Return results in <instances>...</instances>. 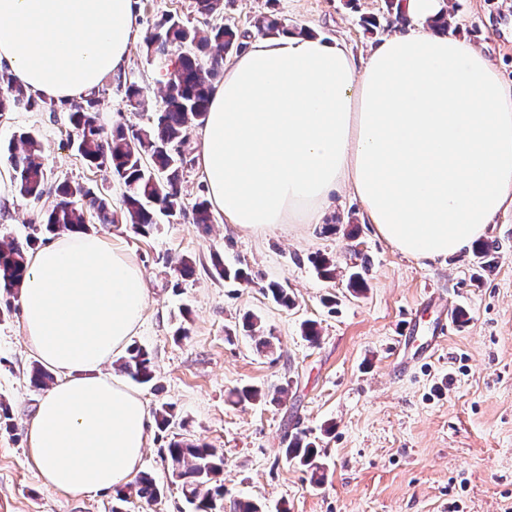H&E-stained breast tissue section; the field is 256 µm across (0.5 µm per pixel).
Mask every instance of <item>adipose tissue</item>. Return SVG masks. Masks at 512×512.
Here are the masks:
<instances>
[{
	"instance_id": "ef3b65f1",
	"label": "adipose tissue",
	"mask_w": 512,
	"mask_h": 512,
	"mask_svg": "<svg viewBox=\"0 0 512 512\" xmlns=\"http://www.w3.org/2000/svg\"><path fill=\"white\" fill-rule=\"evenodd\" d=\"M446 6L407 0L411 25L363 58L285 27L225 64L197 134L214 212L260 234L321 215L346 187L415 259L482 241L512 208V84L471 39L434 27ZM135 28L133 0H0V64L12 84L66 101L123 69ZM148 299L142 267L107 236L65 233L29 255L25 341L58 375L27 426L45 486L94 496L136 476L149 413L100 366Z\"/></svg>"
}]
</instances>
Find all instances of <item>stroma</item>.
Returning a JSON list of instances; mask_svg holds the SVG:
<instances>
[{"mask_svg":"<svg viewBox=\"0 0 512 512\" xmlns=\"http://www.w3.org/2000/svg\"><path fill=\"white\" fill-rule=\"evenodd\" d=\"M214 15L197 13L193 0H134L140 36L123 71L96 91L104 129L141 126L148 113L126 104L137 83L150 99L160 96L161 70L146 54L144 37L174 15L199 30L224 24L258 39L257 18L271 16L292 29L338 38L365 55L377 39L400 27L385 0H223ZM457 34L471 37L512 82V0H449ZM69 102L53 109L18 108L0 115V150L22 132L42 145L48 185L83 184L106 197L118 222L97 226L113 244L142 264L150 292L133 343L151 354L155 378L139 386L148 408L168 403L176 421L154 429L141 468L164 495L156 509L130 503L128 512H189L170 481L162 450L173 438L204 443L224 456L221 483L230 496L259 501L264 512H512V210L488 227L496 248L488 267L473 252L424 263L390 247L363 218L349 190L334 195L319 222L278 224L255 236L220 219L194 222L195 202L206 199L195 142L181 190L184 208L159 216L151 235H135L122 220L121 183L90 167L71 145L75 129ZM17 190L0 198V243L21 241L53 203ZM336 265L332 279L317 276L312 256ZM244 269L249 279L228 282L212 273V258ZM195 272L181 278L182 257ZM361 272L362 292L347 286ZM286 284L295 303H275L265 289ZM438 293L454 317L431 358L398 368L395 341L417 314L411 348L425 346L437 317L426 299ZM259 316L273 350L258 353L242 329L245 315ZM320 337L309 343L304 322ZM184 337H175L177 327ZM35 363L26 349L18 298L0 290V401L13 416L0 429V512H112L114 494H65L43 486L27 451L26 429L42 390L31 386ZM243 385L264 400L232 404ZM286 397H278L280 387ZM304 433L325 465L315 485L303 467L287 461L289 438Z\"/></svg>","mask_w":512,"mask_h":512,"instance_id":"stroma-1","label":"stroma"}]
</instances>
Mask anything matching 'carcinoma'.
Wrapping results in <instances>:
<instances>
[{"label": "carcinoma", "instance_id": "1", "mask_svg": "<svg viewBox=\"0 0 512 512\" xmlns=\"http://www.w3.org/2000/svg\"><path fill=\"white\" fill-rule=\"evenodd\" d=\"M239 38L235 30L224 24H216L202 33L170 15L145 38L146 51L157 57L166 70L160 103L148 124H118L107 133L97 122L93 98L74 104L71 121L76 139L72 145L90 165L109 170L123 184L126 219L135 234L146 236L156 226L154 207L170 215L182 210L180 172L186 163L187 126L192 120L199 125L204 123L209 91L221 72L224 53L237 46ZM125 96L128 106L136 110L148 106V96L134 83L126 87ZM22 105L33 107L37 100L20 87L11 86L7 95L0 94V112H10ZM40 153V142L30 133L21 134L6 149L18 193L24 198L39 200L44 195L45 172ZM55 197L39 224L43 234L88 232L86 216L90 212L96 214L101 224L114 223L106 200L78 183H59ZM38 241L39 237L31 236L24 243L0 244V287L6 293H19L27 255ZM212 266L216 275L226 281L249 280L245 271L227 267L218 257ZM267 291L279 305L293 304L283 285L272 282ZM244 328L260 337L257 351L263 353L272 348L271 337L265 335L260 318L247 317ZM120 368L140 384L154 379L150 355L138 345L127 348L120 357ZM284 455L310 472L312 483L322 482L323 466L318 462L315 444L306 435L292 436ZM166 459L172 483L179 486L186 502L195 506V512L224 509V486L217 484V477L224 470V456L212 448L173 439L166 448ZM133 497L151 506L159 502L161 491L150 474L142 473L127 491L117 494L112 512H124V504Z\"/></svg>", "mask_w": 512, "mask_h": 512}]
</instances>
